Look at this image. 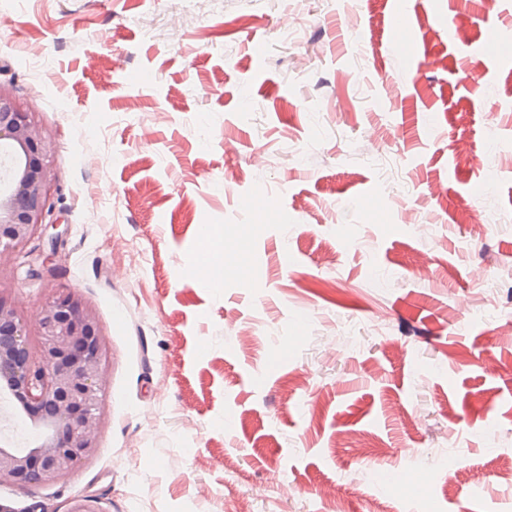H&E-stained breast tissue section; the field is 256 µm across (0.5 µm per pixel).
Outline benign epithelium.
<instances>
[{
    "label": "benign epithelium",
    "mask_w": 512,
    "mask_h": 512,
    "mask_svg": "<svg viewBox=\"0 0 512 512\" xmlns=\"http://www.w3.org/2000/svg\"><path fill=\"white\" fill-rule=\"evenodd\" d=\"M0 258L47 230L52 140L0 87ZM30 335L23 316L0 297V395L25 413L39 435L25 448L0 441V485L53 484L71 476L96 448L100 370L105 343L95 317L72 293L37 314Z\"/></svg>",
    "instance_id": "1"
}]
</instances>
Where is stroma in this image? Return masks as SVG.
Wrapping results in <instances>:
<instances>
[{
	"instance_id": "35a3bbf8",
	"label": "stroma",
	"mask_w": 512,
	"mask_h": 512,
	"mask_svg": "<svg viewBox=\"0 0 512 512\" xmlns=\"http://www.w3.org/2000/svg\"><path fill=\"white\" fill-rule=\"evenodd\" d=\"M471 2L459 29L448 0H0L59 232L50 269L35 241L0 261V294L34 333L75 293L107 348L94 454L0 504L512 512V61L485 41L512 0ZM202 224L236 245L216 292Z\"/></svg>"
}]
</instances>
